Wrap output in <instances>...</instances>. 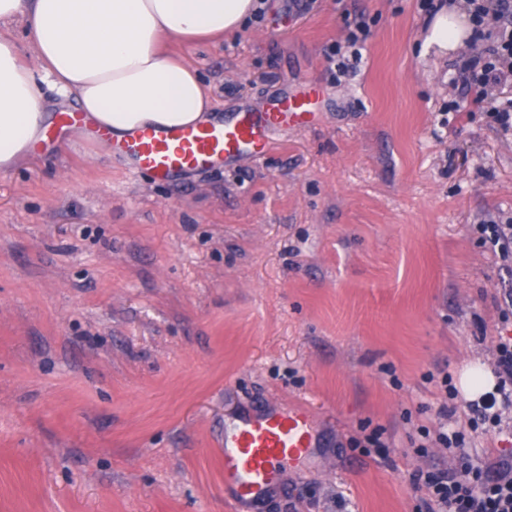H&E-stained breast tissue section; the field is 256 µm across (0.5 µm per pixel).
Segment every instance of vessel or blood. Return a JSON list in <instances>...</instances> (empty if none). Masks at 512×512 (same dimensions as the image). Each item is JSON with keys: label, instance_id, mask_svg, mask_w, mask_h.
<instances>
[{"label": "vessel or blood", "instance_id": "obj_1", "mask_svg": "<svg viewBox=\"0 0 512 512\" xmlns=\"http://www.w3.org/2000/svg\"><path fill=\"white\" fill-rule=\"evenodd\" d=\"M319 90L309 84L259 110H246L219 123L185 126L167 132L142 129L113 142L114 153L132 159L137 172L165 182L173 176L263 156L276 131L307 119ZM306 410L262 417L245 416L224 437V484L235 504H255L284 463L315 447Z\"/></svg>", "mask_w": 512, "mask_h": 512}]
</instances>
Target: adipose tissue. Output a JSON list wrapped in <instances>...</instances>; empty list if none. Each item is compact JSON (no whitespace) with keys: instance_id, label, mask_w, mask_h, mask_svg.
I'll return each mask as SVG.
<instances>
[{"instance_id":"adipose-tissue-1","label":"adipose tissue","mask_w":512,"mask_h":512,"mask_svg":"<svg viewBox=\"0 0 512 512\" xmlns=\"http://www.w3.org/2000/svg\"><path fill=\"white\" fill-rule=\"evenodd\" d=\"M256 0H0V24L22 21L37 55L0 37V172L41 139L40 83L74 99L94 127L120 138L205 124L211 97L165 38L211 41L236 31Z\"/></svg>"}]
</instances>
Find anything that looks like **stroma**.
Here are the masks:
<instances>
[{
  "label": "stroma",
  "instance_id": "1",
  "mask_svg": "<svg viewBox=\"0 0 512 512\" xmlns=\"http://www.w3.org/2000/svg\"><path fill=\"white\" fill-rule=\"evenodd\" d=\"M266 2L169 44L220 118L321 85L263 158L155 183L82 127L0 172V512H233L224 431L269 408L319 446L260 512H424L417 471L512 458V406L474 429L457 389L512 324L479 230L512 221V84L468 89L481 42L430 43L421 0Z\"/></svg>",
  "mask_w": 512,
  "mask_h": 512
}]
</instances>
